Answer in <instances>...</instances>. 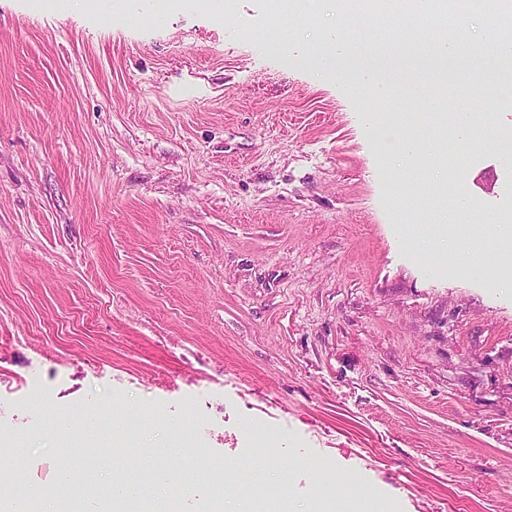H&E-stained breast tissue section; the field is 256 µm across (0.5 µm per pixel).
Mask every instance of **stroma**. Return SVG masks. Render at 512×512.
Returning <instances> with one entry per match:
<instances>
[{"mask_svg":"<svg viewBox=\"0 0 512 512\" xmlns=\"http://www.w3.org/2000/svg\"><path fill=\"white\" fill-rule=\"evenodd\" d=\"M128 8L103 23L0 0V469L23 446L39 494L114 433L156 512H263L261 478L315 512L305 458L337 475L336 501L512 512V287L417 248L506 247L502 25L473 0L441 107L408 42L333 0ZM339 32L355 69L297 61ZM376 61L390 97L348 95ZM161 444L180 455L153 458ZM192 458L187 494L154 482Z\"/></svg>","mask_w":512,"mask_h":512,"instance_id":"35a3bbf8","label":"stroma"}]
</instances>
